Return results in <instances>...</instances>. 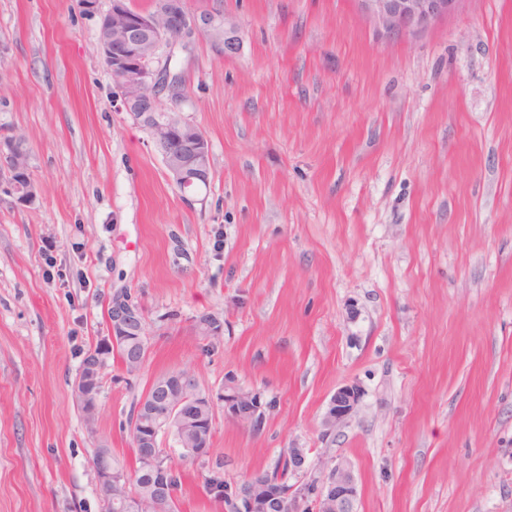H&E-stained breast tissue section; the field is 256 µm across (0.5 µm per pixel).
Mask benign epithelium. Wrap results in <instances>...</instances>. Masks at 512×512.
<instances>
[{
	"label": "benign epithelium",
	"mask_w": 512,
	"mask_h": 512,
	"mask_svg": "<svg viewBox=\"0 0 512 512\" xmlns=\"http://www.w3.org/2000/svg\"><path fill=\"white\" fill-rule=\"evenodd\" d=\"M100 0H80L83 12L98 17L97 51L114 76L120 108L133 123L146 130L155 145L163 146L162 158L175 185L186 191L207 186L210 181V151L206 136L179 112L163 108L160 95L182 97L178 74L170 61H161L163 47L172 45L198 30L222 45L226 55L239 49V41L224 16L191 15L185 0H152L148 11L134 9L130 0H110L99 9ZM362 13L389 38H403L425 28L435 19L457 10L461 0H358ZM9 174L10 192L16 201L30 206L39 189L30 175L26 140L13 135L0 140V172ZM110 333L90 347L74 381L77 405L86 422L96 419L97 397L103 371L113 353H119L128 376H137L148 354V333L143 311L125 296H114L107 308ZM206 337L223 334V323L212 315L197 322ZM364 391L354 382L339 387L329 400L321 421L323 435L332 434L347 422L359 406ZM224 419L258 429L271 403L255 389L239 384L232 374L224 375L218 392L202 386L187 368L153 377L138 401L130 433L133 453L149 476L146 488L158 512H173L177 498L170 485L171 463L161 452L162 440L172 439L185 460L199 462L208 456L217 407ZM92 467L101 488L99 512H115L112 484L122 478L112 462V449L99 447ZM220 473L203 481L204 489L228 500L234 512H354L357 486L351 470L337 464L317 478L314 487L302 484L283 493L265 483L259 475L251 482L224 484Z\"/></svg>",
	"instance_id": "obj_1"
}]
</instances>
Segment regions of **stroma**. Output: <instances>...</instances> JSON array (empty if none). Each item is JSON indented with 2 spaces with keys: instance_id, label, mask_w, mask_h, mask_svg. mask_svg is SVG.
Instances as JSON below:
<instances>
[{
  "instance_id": "1",
  "label": "stroma",
  "mask_w": 512,
  "mask_h": 512,
  "mask_svg": "<svg viewBox=\"0 0 512 512\" xmlns=\"http://www.w3.org/2000/svg\"><path fill=\"white\" fill-rule=\"evenodd\" d=\"M187 7L240 42L169 48L171 108L210 146L190 204L119 107L97 17L0 0V139L24 136L39 188L22 206L0 176V512H99L97 445L133 469V408L177 368L272 403L257 432L216 412L180 512H222L215 464L233 483L287 448L350 467L354 512H512V0L394 41L357 0ZM120 294L148 358L109 360L91 432L72 386ZM351 382L358 409L323 436ZM364 391L357 383H347L339 387L329 400L321 421L323 436L332 434L337 427L347 422L359 406Z\"/></svg>"
}]
</instances>
